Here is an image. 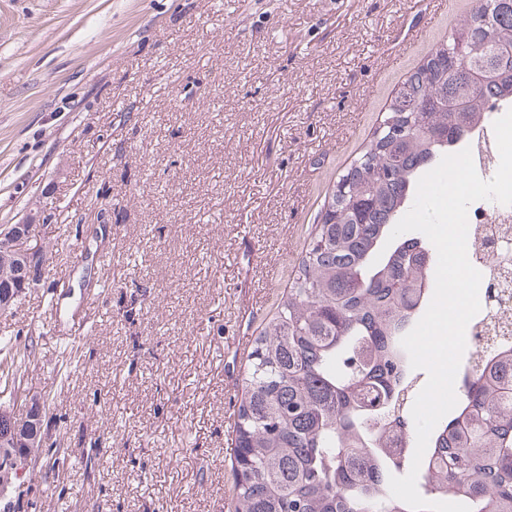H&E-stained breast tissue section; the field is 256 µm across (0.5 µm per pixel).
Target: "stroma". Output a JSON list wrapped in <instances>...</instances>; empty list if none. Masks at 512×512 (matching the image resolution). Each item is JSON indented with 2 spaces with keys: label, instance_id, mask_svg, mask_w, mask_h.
Listing matches in <instances>:
<instances>
[{
  "label": "stroma",
  "instance_id": "35a3bbf8",
  "mask_svg": "<svg viewBox=\"0 0 512 512\" xmlns=\"http://www.w3.org/2000/svg\"><path fill=\"white\" fill-rule=\"evenodd\" d=\"M475 5L0 0V226L41 212L52 254L0 330L34 338L19 392H55L67 450L0 512H233L240 339ZM412 26L427 35L400 53Z\"/></svg>",
  "mask_w": 512,
  "mask_h": 512
}]
</instances>
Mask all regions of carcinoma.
Instances as JSON below:
<instances>
[{"label": "carcinoma", "mask_w": 512, "mask_h": 512, "mask_svg": "<svg viewBox=\"0 0 512 512\" xmlns=\"http://www.w3.org/2000/svg\"><path fill=\"white\" fill-rule=\"evenodd\" d=\"M512 104V0L469 17L402 82L361 157L341 175L277 313L254 340L235 410L234 512H409L391 496L416 443L401 338L425 313L434 253L387 238L418 179ZM488 336L455 386L417 477L427 501L512 512V347ZM33 342L0 336V378L20 379ZM48 447L49 421L10 394Z\"/></svg>", "instance_id": "carcinoma-1"}]
</instances>
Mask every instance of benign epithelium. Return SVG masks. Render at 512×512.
<instances>
[{"label":"benign epithelium","mask_w":512,"mask_h":512,"mask_svg":"<svg viewBox=\"0 0 512 512\" xmlns=\"http://www.w3.org/2000/svg\"><path fill=\"white\" fill-rule=\"evenodd\" d=\"M37 223L39 219L32 215L27 221L12 224L0 232V281H13L23 290L42 281L46 254L34 236L33 228ZM21 434H28L27 429L15 421L9 410L0 409V457L4 459L3 467L17 480L34 469V452L18 456L10 449Z\"/></svg>","instance_id":"1"}]
</instances>
